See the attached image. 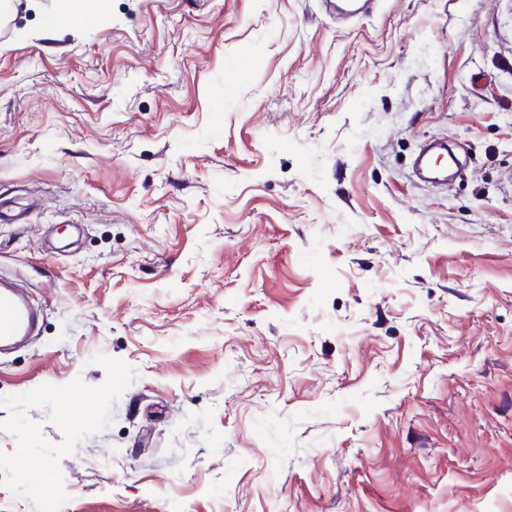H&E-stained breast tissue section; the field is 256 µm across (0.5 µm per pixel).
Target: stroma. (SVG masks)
I'll return each instance as SVG.
<instances>
[{
	"label": "stroma",
	"instance_id": "35a3bbf8",
	"mask_svg": "<svg viewBox=\"0 0 512 512\" xmlns=\"http://www.w3.org/2000/svg\"><path fill=\"white\" fill-rule=\"evenodd\" d=\"M11 2L0 396L136 373L61 512H512V0ZM56 7L44 17V29L54 31L60 18L73 22L86 20L94 15L102 14L108 7V0H55ZM435 150H444L448 153V149L445 148L442 143H433L422 155L419 156L416 167L419 174L427 181L436 184H445L448 181V168L437 164L439 155L436 157L428 156L430 152ZM40 314V309L18 289L13 279L0 276V349L29 336Z\"/></svg>",
	"mask_w": 512,
	"mask_h": 512
}]
</instances>
